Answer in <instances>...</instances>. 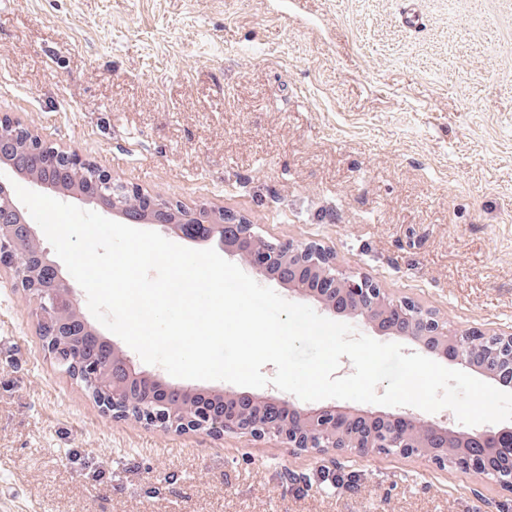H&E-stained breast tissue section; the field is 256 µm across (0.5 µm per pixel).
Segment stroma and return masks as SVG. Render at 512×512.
I'll return each mask as SVG.
<instances>
[{"instance_id": "stroma-1", "label": "stroma", "mask_w": 512, "mask_h": 512, "mask_svg": "<svg viewBox=\"0 0 512 512\" xmlns=\"http://www.w3.org/2000/svg\"><path fill=\"white\" fill-rule=\"evenodd\" d=\"M1 112L145 195L328 246L456 330H512V0H0ZM0 512H512V492L105 415L0 271Z\"/></svg>"}]
</instances>
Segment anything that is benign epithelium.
I'll return each instance as SVG.
<instances>
[{"label": "benign epithelium", "mask_w": 512, "mask_h": 512, "mask_svg": "<svg viewBox=\"0 0 512 512\" xmlns=\"http://www.w3.org/2000/svg\"><path fill=\"white\" fill-rule=\"evenodd\" d=\"M30 149L43 146L40 137L27 126L7 114H0V164L16 170L10 161L18 150V143ZM55 165L62 170L83 173L88 168L98 186L99 195L89 196L81 187L73 194L118 215L117 203L108 201L107 191L117 187L112 174L96 164L63 148L53 150ZM160 212L172 211L182 224V238L186 240L214 239L224 245V253L238 257L255 269L268 273L287 274L279 279L292 284L298 297L311 300L321 310L341 313L361 322L382 335L407 341L417 349L443 355L466 369L479 371L498 381L512 378V331L483 333L469 331V336H485L487 343L460 346V333L451 329L448 320L435 310L411 299H396L377 282L365 275L346 270L336 261L334 251L315 241L295 243L266 240L259 227L241 218H232L224 210L184 208L178 204L160 202ZM38 235V225L26 217V212L15 194L0 182V269L14 275V287H22V270L28 265L27 255L18 249L20 237ZM38 269L55 283L65 286L69 298L73 289L66 285L60 266L41 250ZM83 323L73 305L61 303L55 291L40 289L37 328L43 336L45 349L51 353L58 336L73 334V326ZM90 394L101 411L115 417L132 418L175 433L203 431L209 435L235 434L254 441L279 438L290 448L320 454L354 452L369 455L389 452L403 457L426 458L439 468L448 465V457L464 469L512 489V479L502 481L499 475L512 474V466L503 461V455L512 452V427L486 429L460 434L445 423L407 414L382 413L371 417L365 413L343 415L334 405L300 408L285 418L272 408L279 403L273 396L253 408H238L215 413L202 407L198 416H183L173 405L159 409L161 399L146 395L145 413L132 414L125 410L130 392L111 390L102 380L91 383Z\"/></svg>", "instance_id": "1"}]
</instances>
